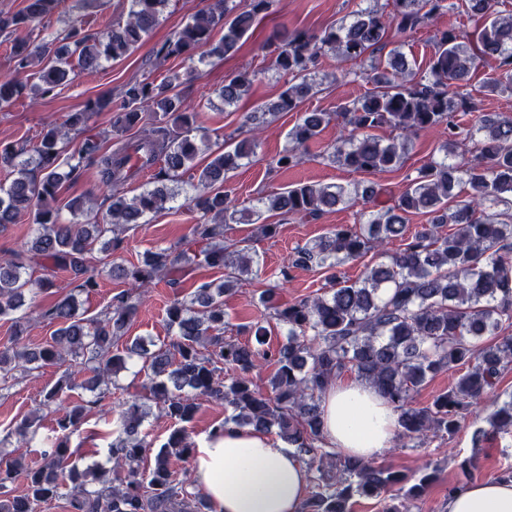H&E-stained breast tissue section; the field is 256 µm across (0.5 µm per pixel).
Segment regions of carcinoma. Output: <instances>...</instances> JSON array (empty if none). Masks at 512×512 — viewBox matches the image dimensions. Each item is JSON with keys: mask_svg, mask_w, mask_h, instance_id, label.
<instances>
[{"mask_svg": "<svg viewBox=\"0 0 512 512\" xmlns=\"http://www.w3.org/2000/svg\"><path fill=\"white\" fill-rule=\"evenodd\" d=\"M171 0H127L126 19L87 33L68 25L64 37L45 32L44 20L65 0H25L17 12L0 10V35L10 38L9 56L16 76H0V111L26 93L45 96L70 81L74 67L93 71L104 60L129 53L159 24ZM160 48L163 57L194 55L224 58L233 53L273 0H207ZM497 0H391L390 11L366 9L350 21L319 34L293 33L275 50L273 67L289 76L277 101L244 116L253 135L236 143L224 142L199 161V144L209 131L198 125L199 112L183 108L177 91L180 75L162 81L149 78L126 84L119 105L97 99L63 124L42 134L31 148L0 143V164L13 168L15 177L0 185V229L32 216L35 237L28 253L17 252L0 262V316H13V336L0 346V373L30 374L44 366L66 367L60 380L44 394L52 403L74 388L86 374L85 388L93 401L77 400L58 420L63 430H78L88 408L120 389L117 373L135 355L146 380L145 395L118 402L121 433L108 448L114 478L79 460L62 442L26 470L27 493L0 501V512H36L41 503L61 495L69 486L73 512H204L209 504L191 495L177 479L172 460L189 457L186 424L202 402L224 408V421L213 426H252L276 432L296 451L310 474L311 491L302 512H351L353 499L378 498L382 512H412L435 474L423 472L414 482L388 465H373L321 447V396L346 372L373 385L398 416L399 439L423 440L428 435H452L469 403L493 391L503 372L512 367V213L493 207H512V118L480 110L471 96L460 92L477 65L491 59L497 77L491 89L512 93V10L495 9ZM462 7L484 19L475 47L467 34L436 30L434 52L426 70L407 60L399 47L387 61L375 53L397 35L427 28L442 13ZM224 34L214 38L216 30ZM332 54L358 66L372 85L363 97L336 112H303L288 132L293 147L276 161L278 168L299 165V149L314 141L333 117L343 126L325 159L353 172L375 174L399 166L410 136L437 130L444 137V156L423 165L392 206L361 213V224H337L324 235L299 247L291 266L319 269L327 274L322 292L286 306L273 301L274 291L288 281V268L273 274L276 284L259 300L263 317L244 326L251 336L245 343L224 337V295L235 290L259 265L249 241L225 236L229 224L262 219L266 213L288 214L301 221L316 219L357 197L374 201V184L315 185L299 183L282 192L238 207L224 193V181L249 160L257 147L254 133L266 116L298 112L316 89L309 73L318 56ZM26 74L28 82L18 78ZM252 77L239 73L224 79L218 90L227 106L238 104L250 90ZM112 108L115 148L103 150L97 138L84 139L78 151L64 155L70 132L84 130L95 112ZM143 125L137 140L126 137ZM390 126L398 135L388 141L372 131ZM478 138L479 161L451 160L461 138ZM86 161L100 168L110 222L69 223L55 207L64 180L77 176ZM157 182L173 186L144 189L128 197L124 185L147 170ZM190 174V190H182ZM469 187L468 198L456 199L455 189ZM199 213L191 228L198 250H147L140 264L125 266L110 260L132 224L166 209L179 195ZM421 213L427 222L406 236V215ZM403 247L388 252L396 239ZM376 251L386 261L366 269L355 281L339 273L349 261ZM102 254L98 272L121 281L126 289L112 297L94 318L79 313L76 295L98 286L92 274L93 253ZM39 265L43 277L33 280L27 269ZM224 268V282H203L190 299H175L165 315L172 335L168 344L139 339L125 349L117 342L133 321L146 288L166 278L176 285L200 265ZM69 274L68 293L54 305L34 303L30 313L17 316L25 293L56 287L55 273ZM58 325L51 340L30 346L24 337L30 319ZM287 329V339L270 343V320ZM273 367L268 388L252 379L261 364ZM445 370L459 373L448 391L430 406L411 405L412 393L427 378ZM152 401L177 424L154 465L143 467L147 451L141 426ZM476 431L482 441L512 430V395ZM23 468L21 459H0V489Z\"/></svg>", "mask_w": 512, "mask_h": 512, "instance_id": "1", "label": "carcinoma"}]
</instances>
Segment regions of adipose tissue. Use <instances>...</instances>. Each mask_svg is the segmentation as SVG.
I'll return each instance as SVG.
<instances>
[{
  "label": "adipose tissue",
  "mask_w": 512,
  "mask_h": 512,
  "mask_svg": "<svg viewBox=\"0 0 512 512\" xmlns=\"http://www.w3.org/2000/svg\"><path fill=\"white\" fill-rule=\"evenodd\" d=\"M322 445L365 461L392 447L397 414L366 381L331 382L321 399ZM195 477L212 512H301L309 477L294 448L270 433L226 425L193 452ZM446 512H512V480L466 484Z\"/></svg>",
  "instance_id": "1"
}]
</instances>
